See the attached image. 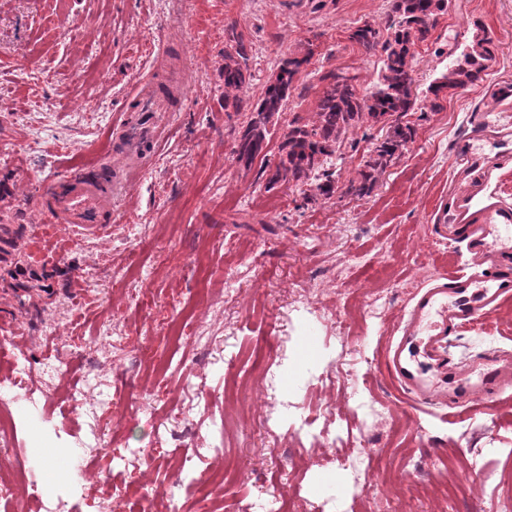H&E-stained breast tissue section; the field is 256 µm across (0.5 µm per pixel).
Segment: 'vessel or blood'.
Instances as JSON below:
<instances>
[{
    "label": "vessel or blood",
    "instance_id": "b4317fda",
    "mask_svg": "<svg viewBox=\"0 0 512 512\" xmlns=\"http://www.w3.org/2000/svg\"><path fill=\"white\" fill-rule=\"evenodd\" d=\"M131 99V116L113 126L116 149L102 154L94 170L70 171L64 184H51L44 191L66 231L94 238L108 229L113 196L134 190L156 160L171 126L170 97L156 93L145 82ZM467 124L472 139L486 137L499 148L512 147V107L469 113ZM437 218L441 237L465 240L477 260L512 253V203L494 202L474 214L464 190L455 187L440 203ZM510 298L512 272L500 269L459 273L447 282L424 287L415 295L408 325L391 348L390 371L415 401L433 397L444 381L449 397L469 401L473 414L489 413L502 392L512 386V359H484L473 366L470 377L462 379L451 365L448 339Z\"/></svg>",
    "mask_w": 512,
    "mask_h": 512
}]
</instances>
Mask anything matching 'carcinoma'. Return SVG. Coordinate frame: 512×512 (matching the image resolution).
I'll use <instances>...</instances> for the list:
<instances>
[{"label":"carcinoma","instance_id":"1","mask_svg":"<svg viewBox=\"0 0 512 512\" xmlns=\"http://www.w3.org/2000/svg\"><path fill=\"white\" fill-rule=\"evenodd\" d=\"M447 10L448 0H394V16L387 28L366 22L348 36L365 50L379 53V68L370 85L361 86L355 75L322 73L318 81L323 89L312 117L295 113L283 125L278 121L291 90L314 55L312 44L281 58L262 97L252 103L245 97L251 78L250 46L235 29L227 30V43L235 49L224 52V108L243 110L246 117L236 132L235 163L252 168L268 146L272 132L279 131L278 161L274 168L262 170L266 190L280 182L305 185L302 202L308 205L336 193V180L329 167L348 134L387 122L385 137L373 144L346 185L350 195H369L414 138L415 127L407 120L409 113L440 111L448 96L482 80L496 60L494 40L484 24L476 20L462 59L418 90L414 74L419 49ZM14 247L15 231L0 217V262L8 260Z\"/></svg>","mask_w":512,"mask_h":512}]
</instances>
